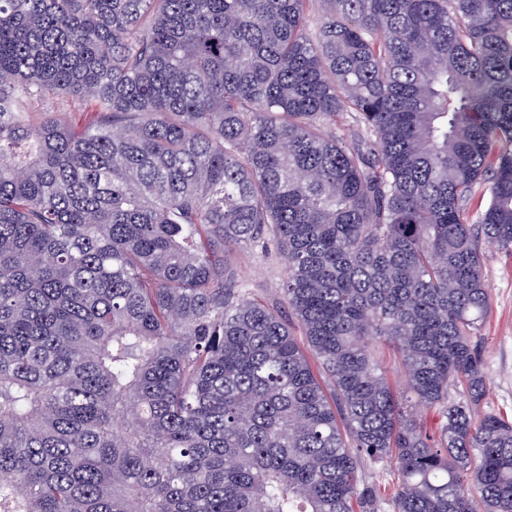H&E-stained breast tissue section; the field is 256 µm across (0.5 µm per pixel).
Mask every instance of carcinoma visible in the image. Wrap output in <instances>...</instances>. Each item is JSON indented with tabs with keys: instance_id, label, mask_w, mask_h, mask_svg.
Returning a JSON list of instances; mask_svg holds the SVG:
<instances>
[{
	"instance_id": "carcinoma-1",
	"label": "carcinoma",
	"mask_w": 512,
	"mask_h": 512,
	"mask_svg": "<svg viewBox=\"0 0 512 512\" xmlns=\"http://www.w3.org/2000/svg\"><path fill=\"white\" fill-rule=\"evenodd\" d=\"M309 2L0 0V512H512V0ZM491 308L480 329L489 394L484 409L512 419V256L483 242ZM239 281L251 292L268 299H276L287 277L284 260L267 258L250 249L235 250L228 261Z\"/></svg>"
}]
</instances>
